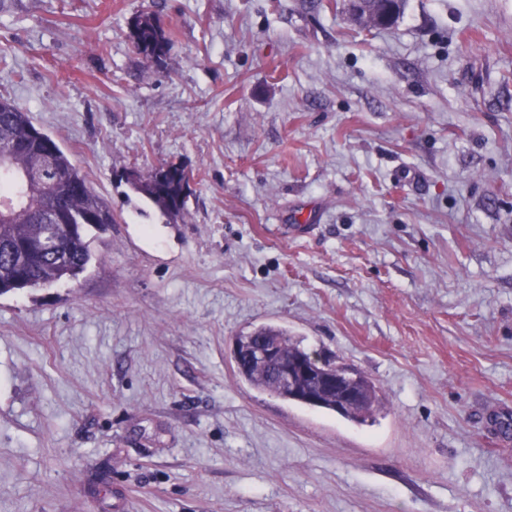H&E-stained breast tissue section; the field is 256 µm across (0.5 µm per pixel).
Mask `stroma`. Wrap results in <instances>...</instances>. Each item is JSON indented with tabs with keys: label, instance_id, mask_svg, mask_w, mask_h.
I'll use <instances>...</instances> for the list:
<instances>
[{
	"label": "stroma",
	"instance_id": "1",
	"mask_svg": "<svg viewBox=\"0 0 512 512\" xmlns=\"http://www.w3.org/2000/svg\"><path fill=\"white\" fill-rule=\"evenodd\" d=\"M0 97L117 217L0 296V512H512V0H0ZM169 162L174 223L125 180ZM265 324L372 420L242 380ZM132 39L137 51L155 64H161L170 43L153 14L143 13L133 23ZM257 339L264 338L269 339L271 341L281 340L283 343L282 350L286 355L292 356H311V355H319L316 351L306 349L301 347L300 344L294 341L290 336H288V332L280 327L265 325L260 326L252 330L251 332L244 334L238 337L239 341H243L246 339Z\"/></svg>",
	"mask_w": 512,
	"mask_h": 512
}]
</instances>
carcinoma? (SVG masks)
<instances>
[{"mask_svg": "<svg viewBox=\"0 0 512 512\" xmlns=\"http://www.w3.org/2000/svg\"><path fill=\"white\" fill-rule=\"evenodd\" d=\"M132 39L137 51L155 64L162 63L170 43L152 14L143 13L133 23ZM34 129L27 113L8 99H0V207L8 206V214H0V294L25 288H43L72 279L82 272L91 255L88 233L104 232L116 223L112 209L96 194L85 176L73 163L72 157L55 144L49 165V179L56 188L50 195L45 183L39 179L24 180L20 171L31 170L42 164L46 146L30 136ZM166 166L155 168L147 175H136L129 180L133 190L148 198L155 207L171 220L181 217L187 200L175 205L173 197L181 186L172 188L167 198L156 190V181ZM67 208L81 218L95 213L90 223H80L75 233L61 231L57 242L38 248L48 238L49 224L44 215L55 208L60 199ZM264 338L280 340L287 355L311 356L315 351L294 341L280 327L265 325L238 337V340ZM239 375L252 386L274 394L284 400L305 404L304 393L280 389L276 379L258 366H245ZM363 398L360 406H352L340 416L362 423L370 417L379 404L376 385L361 373L352 380Z\"/></svg>", "mask_w": 512, "mask_h": 512, "instance_id": "carcinoma-1", "label": "carcinoma"}]
</instances>
